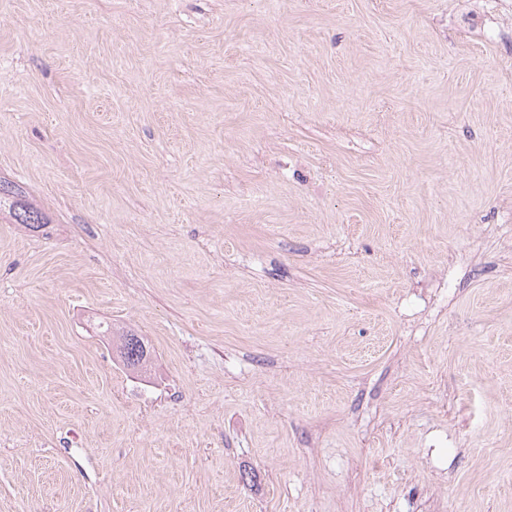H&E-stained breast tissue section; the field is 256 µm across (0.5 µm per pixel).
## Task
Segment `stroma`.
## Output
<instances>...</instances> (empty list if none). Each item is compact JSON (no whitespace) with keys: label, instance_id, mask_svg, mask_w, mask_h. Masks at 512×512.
Returning <instances> with one entry per match:
<instances>
[{"label":"stroma","instance_id":"stroma-1","mask_svg":"<svg viewBox=\"0 0 512 512\" xmlns=\"http://www.w3.org/2000/svg\"><path fill=\"white\" fill-rule=\"evenodd\" d=\"M0 179V512H512L503 0H0ZM6 205L12 224L38 228L48 223L41 209L29 201L22 190L0 179V216ZM119 356L127 367L139 368L148 362V351L142 338L132 334L122 336Z\"/></svg>","mask_w":512,"mask_h":512}]
</instances>
